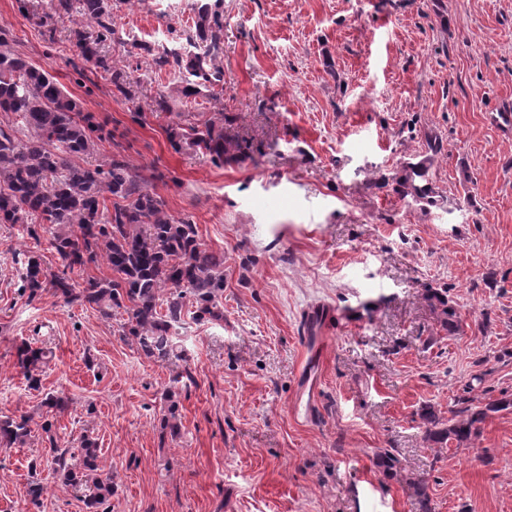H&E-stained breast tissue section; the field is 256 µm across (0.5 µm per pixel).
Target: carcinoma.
Segmentation results:
<instances>
[{
	"instance_id": "cac0c4a2",
	"label": "carcinoma",
	"mask_w": 512,
	"mask_h": 512,
	"mask_svg": "<svg viewBox=\"0 0 512 512\" xmlns=\"http://www.w3.org/2000/svg\"><path fill=\"white\" fill-rule=\"evenodd\" d=\"M55 12L76 13L94 23L96 34L74 32L79 56L106 68L97 45L114 35L110 0H51ZM221 0H197L194 27L184 32L181 45L166 48L154 61L188 74L184 92L224 82V69L215 64L224 52ZM0 112L21 116L25 138L19 139L0 126V224H24L42 218L52 225L50 243L64 270L49 274L41 257L26 256L20 274L21 289L35 297L51 287L68 304L95 305L106 317L122 309L128 315L122 335L130 337L149 357L167 360L174 355L172 330L181 322L184 305L197 308V317L219 319L224 295V256L206 249L196 225L172 217L164 202L147 188L145 178L117 151L103 164L86 167L77 162L103 140L102 128L84 113L46 69L30 64L13 51L7 33L0 32ZM180 142L206 149L216 164L236 148L224 138V113L217 112L205 129L174 132ZM103 261L112 270L105 279L90 278L76 287L68 272L75 267ZM166 310L160 312V298ZM441 308L443 329L456 330V310L446 295L434 292ZM43 349L25 344L18 362L31 386ZM448 425L432 409L424 412L431 425L428 436L435 442L454 438L458 443L480 434L488 413L512 407V399L493 400L483 406L461 397ZM30 434L29 418L0 420V443L23 444ZM60 485L79 494L86 512H110L114 493L112 477L102 474L97 463L99 448L86 435L77 448L50 447Z\"/></svg>"
}]
</instances>
